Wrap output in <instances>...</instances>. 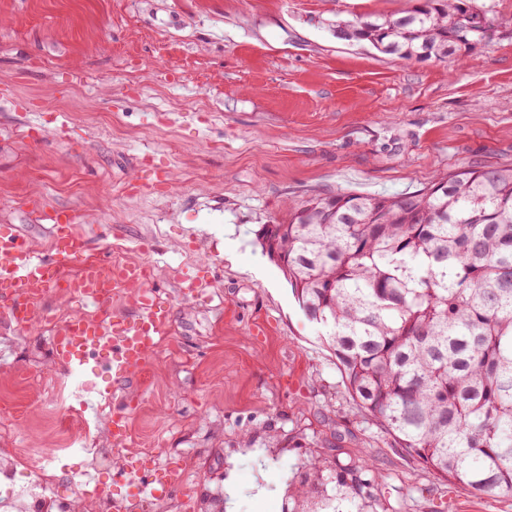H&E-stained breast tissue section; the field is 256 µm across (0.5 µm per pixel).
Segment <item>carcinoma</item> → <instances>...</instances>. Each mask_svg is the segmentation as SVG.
I'll return each instance as SVG.
<instances>
[{
    "label": "carcinoma",
    "mask_w": 512,
    "mask_h": 512,
    "mask_svg": "<svg viewBox=\"0 0 512 512\" xmlns=\"http://www.w3.org/2000/svg\"><path fill=\"white\" fill-rule=\"evenodd\" d=\"M492 28L475 0L336 24L401 60L459 58ZM257 239L323 329L358 412L450 485L511 494L512 166L459 167L398 195L313 196ZM370 472H307L288 486L290 512H317L333 482L364 512Z\"/></svg>",
    "instance_id": "cac0c4a2"
}]
</instances>
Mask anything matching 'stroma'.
Listing matches in <instances>:
<instances>
[{
    "mask_svg": "<svg viewBox=\"0 0 512 512\" xmlns=\"http://www.w3.org/2000/svg\"><path fill=\"white\" fill-rule=\"evenodd\" d=\"M414 2L0 0V224L45 251V213L68 208L92 255L150 265L171 320L112 398L130 404L126 468L141 448L174 463L216 449L175 500L231 483L235 512H287L285 486L330 459L370 466L377 512H512V496L449 485L358 413L255 236L316 194H401L460 166L512 165V0H476L497 27L461 63L336 36ZM204 260L215 274L183 297ZM74 309L49 296L36 334L0 312V417L19 409L18 447L58 443L49 337Z\"/></svg>",
    "mask_w": 512,
    "mask_h": 512,
    "instance_id": "stroma-1",
    "label": "stroma"
}]
</instances>
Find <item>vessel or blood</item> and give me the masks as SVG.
Here are the masks:
<instances>
[{
    "mask_svg": "<svg viewBox=\"0 0 512 512\" xmlns=\"http://www.w3.org/2000/svg\"><path fill=\"white\" fill-rule=\"evenodd\" d=\"M47 217L53 226L52 250L42 253L20 239L12 225H0V307L7 309L22 332H29L40 314L37 301L66 284L68 295L87 299L117 292L134 284L141 293L134 310L105 313L98 318L71 317L58 333L55 351L70 367H93L102 374L130 376L144 369L170 321V310L148 280L144 267L126 264L104 278V260L90 259L87 238L77 229V217L55 209ZM78 265L76 273L65 270Z\"/></svg>",
    "mask_w": 512,
    "mask_h": 512,
    "instance_id": "1",
    "label": "vessel or blood"
}]
</instances>
